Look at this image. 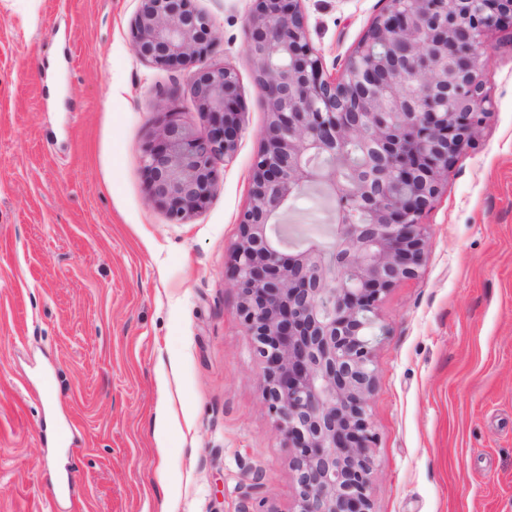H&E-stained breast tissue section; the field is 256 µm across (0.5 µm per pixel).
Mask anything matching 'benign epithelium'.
<instances>
[{"mask_svg": "<svg viewBox=\"0 0 512 512\" xmlns=\"http://www.w3.org/2000/svg\"><path fill=\"white\" fill-rule=\"evenodd\" d=\"M507 23L512 0H387L334 79L302 0H253L248 53L268 120L227 267L265 404L295 451L297 512H373L371 329L384 295L418 274L420 217L486 115V37ZM132 35L140 60L196 67L207 125L183 120L171 92L141 157L150 201L179 223L206 208L237 149L238 74L209 63L213 24L191 0H138ZM352 144L364 162L342 178ZM317 180L336 202V243L292 252L271 219Z\"/></svg>", "mask_w": 512, "mask_h": 512, "instance_id": "1", "label": "benign epithelium"}]
</instances>
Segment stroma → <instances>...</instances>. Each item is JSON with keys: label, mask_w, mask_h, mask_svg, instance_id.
<instances>
[{"label": "stroma", "mask_w": 512, "mask_h": 512, "mask_svg": "<svg viewBox=\"0 0 512 512\" xmlns=\"http://www.w3.org/2000/svg\"><path fill=\"white\" fill-rule=\"evenodd\" d=\"M211 64L240 81L243 133L183 223L148 200L160 94L184 120L194 67L137 58V0H0V512H295L293 451L227 254L266 108L251 0H192ZM340 76L385 0H303ZM489 114L422 221L418 277L383 298L374 350V512H512V29L489 38ZM326 192L291 199L290 247L332 244ZM263 485L250 489V474Z\"/></svg>", "instance_id": "1"}]
</instances>
